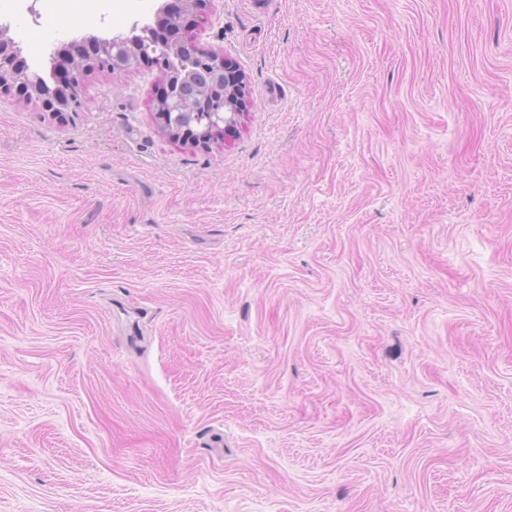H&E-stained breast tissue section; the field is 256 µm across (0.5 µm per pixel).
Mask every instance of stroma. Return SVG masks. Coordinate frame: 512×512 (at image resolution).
Listing matches in <instances>:
<instances>
[{
    "instance_id": "1",
    "label": "stroma",
    "mask_w": 512,
    "mask_h": 512,
    "mask_svg": "<svg viewBox=\"0 0 512 512\" xmlns=\"http://www.w3.org/2000/svg\"><path fill=\"white\" fill-rule=\"evenodd\" d=\"M0 15L32 70L160 0ZM155 72L0 97V512H512V0H208ZM9 26L0 22V95L12 94L18 99L38 103L44 112L63 114L78 112L82 107V90L92 66H104V71L111 75L121 74L131 69L160 68V76L153 85L157 112H168L171 124L167 127L165 116L164 131L176 138L177 128L181 122L195 121L198 113L188 106L181 95L180 81L173 83V78L191 81L194 76L204 79L203 86L197 91L207 100L213 101L207 112L210 118L202 130L195 136L183 140L182 132L179 139L192 147L209 148L216 143L214 139L235 138L240 132L242 119L247 109L246 77L236 61L212 50L202 49L192 44L190 39L175 38L165 42L144 43L134 42L133 36L113 35L111 38L89 37L81 41H72L62 45L52 54V61L59 63L68 59L63 70H59V78L65 80L70 92L59 100L55 93H43L38 87V78L28 73V69L20 68V49L12 38L7 36ZM86 47V57H71L69 51L75 47ZM219 97L216 101L215 98ZM217 105V106H216ZM225 108V110H224ZM160 112V113H161ZM196 112V113H192Z\"/></svg>"
}]
</instances>
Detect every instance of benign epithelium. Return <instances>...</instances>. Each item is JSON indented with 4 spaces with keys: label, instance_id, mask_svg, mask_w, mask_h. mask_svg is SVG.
Listing matches in <instances>:
<instances>
[{
    "label": "benign epithelium",
    "instance_id": "benign-epithelium-1",
    "mask_svg": "<svg viewBox=\"0 0 512 512\" xmlns=\"http://www.w3.org/2000/svg\"><path fill=\"white\" fill-rule=\"evenodd\" d=\"M180 5L184 10L180 24L191 32L201 24L198 0H181ZM8 31L9 26L0 23V94H12L35 102L48 113L78 112L91 67L102 65L104 71L112 75L134 68L158 67L161 74L153 91L157 110L169 113L171 118L170 126L164 127L167 134L174 137L180 123L196 120V114L179 91L180 85L173 83L176 76L188 81L195 76L202 77L204 84L197 87V91L203 98L213 100L207 124L186 140L187 144L208 148L214 140L232 139L240 132L247 109L246 77L236 61L227 55L197 47L190 39L179 38L142 45L135 43L134 37L120 34L111 38L92 36L72 41L52 54L59 62L67 60L65 68L59 71V78L68 83L70 92L61 100L53 92L47 94L39 90L38 78L19 66L20 49L7 36Z\"/></svg>",
    "mask_w": 512,
    "mask_h": 512
}]
</instances>
